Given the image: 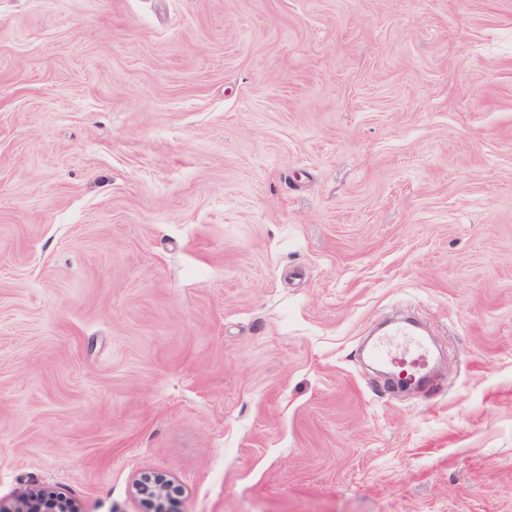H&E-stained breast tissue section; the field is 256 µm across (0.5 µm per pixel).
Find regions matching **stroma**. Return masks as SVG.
<instances>
[{"label":"stroma","instance_id":"35a3bbf8","mask_svg":"<svg viewBox=\"0 0 512 512\" xmlns=\"http://www.w3.org/2000/svg\"><path fill=\"white\" fill-rule=\"evenodd\" d=\"M412 312L444 361L356 350ZM512 512V0H0V504ZM136 493L143 496L148 509L152 512H173L177 489L170 479L159 473L141 476L135 483ZM1 512H79L70 502L54 497L46 492H25L14 505L5 509L0 504Z\"/></svg>","mask_w":512,"mask_h":512}]
</instances>
